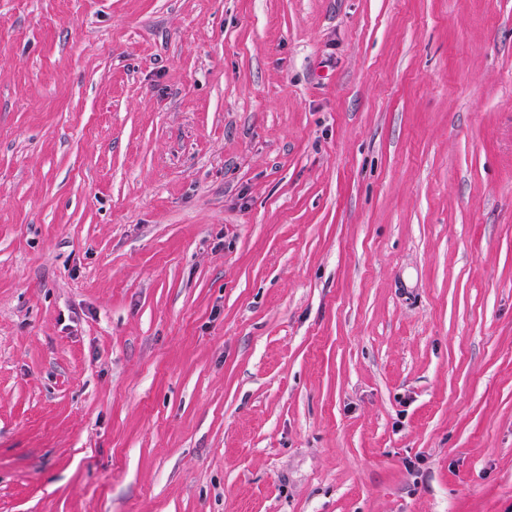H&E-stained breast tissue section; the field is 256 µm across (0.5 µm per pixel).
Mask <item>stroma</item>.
Masks as SVG:
<instances>
[{"label":"stroma","instance_id":"stroma-1","mask_svg":"<svg viewBox=\"0 0 512 512\" xmlns=\"http://www.w3.org/2000/svg\"><path fill=\"white\" fill-rule=\"evenodd\" d=\"M0 512H512V0H0Z\"/></svg>","mask_w":512,"mask_h":512}]
</instances>
